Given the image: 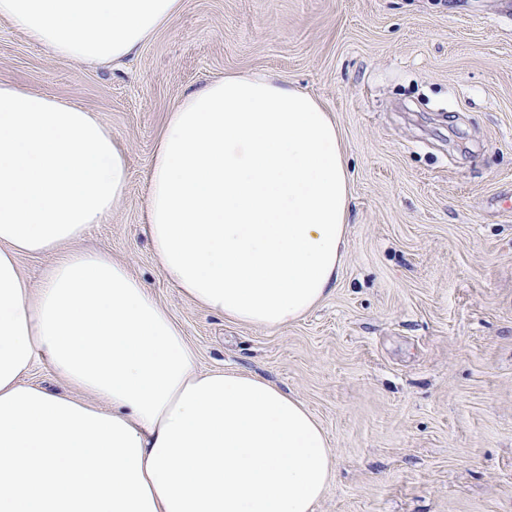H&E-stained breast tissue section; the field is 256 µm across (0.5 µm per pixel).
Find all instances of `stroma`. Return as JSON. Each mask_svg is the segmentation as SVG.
Masks as SVG:
<instances>
[{
  "mask_svg": "<svg viewBox=\"0 0 512 512\" xmlns=\"http://www.w3.org/2000/svg\"><path fill=\"white\" fill-rule=\"evenodd\" d=\"M270 74L335 121L352 175L339 280L298 322L231 323L155 264L147 173L169 111ZM0 83L97 113L124 197L79 246L125 263L202 370L257 374L318 418L314 512H512V14L502 0H180L117 64L53 56L0 20Z\"/></svg>",
  "mask_w": 512,
  "mask_h": 512,
  "instance_id": "35a3bbf8",
  "label": "stroma"
}]
</instances>
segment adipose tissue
<instances>
[{
	"instance_id": "adipose-tissue-1",
	"label": "adipose tissue",
	"mask_w": 512,
	"mask_h": 512,
	"mask_svg": "<svg viewBox=\"0 0 512 512\" xmlns=\"http://www.w3.org/2000/svg\"><path fill=\"white\" fill-rule=\"evenodd\" d=\"M178 8L0 0V20L59 57L114 62ZM127 184L99 116L0 83V512H313L335 471L315 415L258 376L200 371L144 282L76 250ZM349 185L317 100L266 74L226 75L187 94L155 145L156 263L225 320L293 324L336 285ZM22 253L55 256L39 288ZM39 360L68 393L25 382Z\"/></svg>"
}]
</instances>
